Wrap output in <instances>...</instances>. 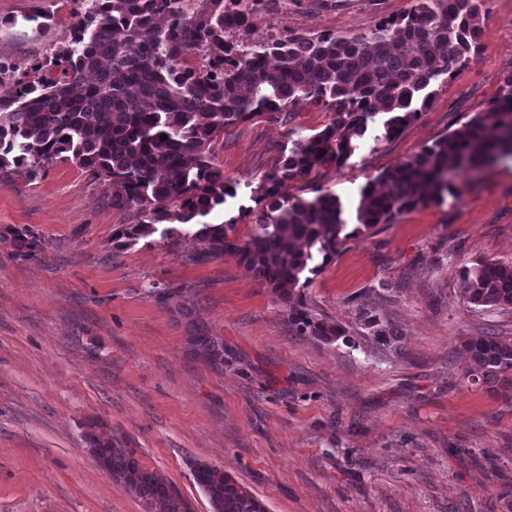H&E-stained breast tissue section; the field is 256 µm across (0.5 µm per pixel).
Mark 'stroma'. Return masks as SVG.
<instances>
[{
	"label": "stroma",
	"instance_id": "35a3bbf8",
	"mask_svg": "<svg viewBox=\"0 0 512 512\" xmlns=\"http://www.w3.org/2000/svg\"><path fill=\"white\" fill-rule=\"evenodd\" d=\"M414 0H263L253 38L365 34ZM73 22L72 0H0V61L18 72L54 48L21 18L33 5ZM483 49L433 86L431 105L393 138L371 123L341 167L288 181V197L336 195L354 229L301 290L341 325L326 343L297 336L279 297L237 258L153 234L117 249L135 221L72 162L31 181L0 172V512H144L91 455L93 434L133 449L191 512H212L193 478L207 464L269 512H512V404L464 375L466 341H512V309L466 303L460 272L512 264V158L452 171L454 193L385 224L356 221L359 193L385 169L482 111L512 70V0H486ZM333 115L301 102L289 122L264 113L214 140L233 185L221 221L258 228L269 177L293 135ZM31 228L49 248L14 257L4 237ZM224 342L212 361L189 321ZM398 327L399 342L376 329Z\"/></svg>",
	"mask_w": 512,
	"mask_h": 512
}]
</instances>
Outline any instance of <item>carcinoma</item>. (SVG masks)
Wrapping results in <instances>:
<instances>
[{
	"mask_svg": "<svg viewBox=\"0 0 512 512\" xmlns=\"http://www.w3.org/2000/svg\"><path fill=\"white\" fill-rule=\"evenodd\" d=\"M76 21L53 56L21 77L0 63V79L15 91L0 99V170L33 179L57 161H72L104 182L112 207L135 209L137 223L112 236L125 248L156 233L183 245L207 242L209 255H232L287 304L298 336L335 341L342 327L318 319L291 295L317 256L328 262L343 234L342 204L326 193L291 199L286 183L313 169L340 167L378 114L391 138L427 107L429 88L443 75L477 60L485 0H414L405 14L380 21L366 34L248 40V58L226 62V28L247 36L262 0H211L189 13L185 0H74ZM23 19L54 36L50 15L35 6ZM207 45L222 70H184L181 61ZM304 100L324 105L334 119L292 141L281 152L265 212L246 241L231 239L232 225L211 217L236 195L212 161L211 146L224 129L264 112L288 111ZM167 138H161V135ZM512 156V71L503 74L486 108L405 163L384 170L389 191L361 189L356 220L365 228L453 193L448 171H466ZM13 255L44 257L47 245L30 229H12ZM464 300L512 308V265L477 262L461 271ZM189 342L210 359L224 360V342L189 323ZM467 377L512 403V342L481 336L464 344ZM99 464L113 481L143 501L146 512H188L171 484L147 469L130 448L92 438ZM213 512H268L267 504L233 477L208 465L193 470Z\"/></svg>",
	"mask_w": 512,
	"mask_h": 512,
	"instance_id": "carcinoma-1",
	"label": "carcinoma"
}]
</instances>
